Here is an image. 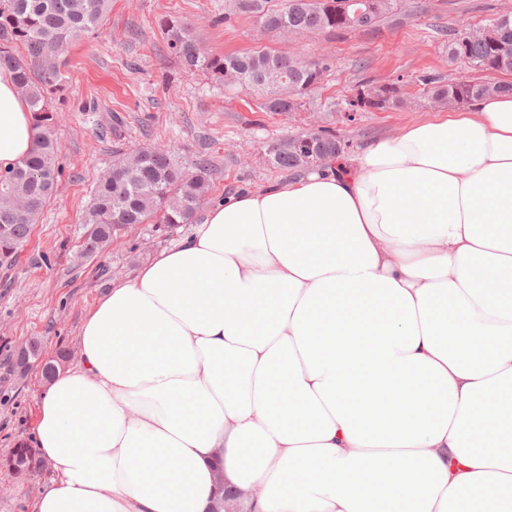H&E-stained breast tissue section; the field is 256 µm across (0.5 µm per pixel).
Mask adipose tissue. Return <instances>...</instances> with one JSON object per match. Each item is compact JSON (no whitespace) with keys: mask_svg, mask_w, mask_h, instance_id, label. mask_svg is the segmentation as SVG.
I'll use <instances>...</instances> for the list:
<instances>
[{"mask_svg":"<svg viewBox=\"0 0 512 512\" xmlns=\"http://www.w3.org/2000/svg\"><path fill=\"white\" fill-rule=\"evenodd\" d=\"M78 349L34 512H512V92L211 206Z\"/></svg>","mask_w":512,"mask_h":512,"instance_id":"ef3b65f1","label":"adipose tissue"}]
</instances>
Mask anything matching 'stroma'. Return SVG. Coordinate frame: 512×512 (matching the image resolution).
<instances>
[{"mask_svg": "<svg viewBox=\"0 0 512 512\" xmlns=\"http://www.w3.org/2000/svg\"><path fill=\"white\" fill-rule=\"evenodd\" d=\"M510 12L512 0H401L374 32L280 38L251 15L226 12L225 0H112L97 33L59 60L65 87L54 112L57 188L29 241L12 261H0V512H33L39 489L51 477L44 465L26 476L6 466L17 443L32 437L45 383L39 364L15 372L17 350L35 338L46 355L61 348L77 353L86 311L113 282L132 275L184 232L180 226L164 231L139 224L114 237L104 254L79 255L91 190L116 160L146 146L168 149L188 172L199 159H209V205L285 181L287 171L273 168L264 154L266 142L326 129L341 138L349 155L435 116L410 77L427 71L446 81L486 79V72L449 55L448 33ZM168 15L185 19L209 54L264 49L324 58L330 69L303 112H264L256 94L225 92L182 68L161 27ZM399 78L407 81L404 108L359 112L351 121L337 111L357 86Z\"/></svg>", "mask_w": 512, "mask_h": 512, "instance_id": "obj_1", "label": "stroma"}]
</instances>
